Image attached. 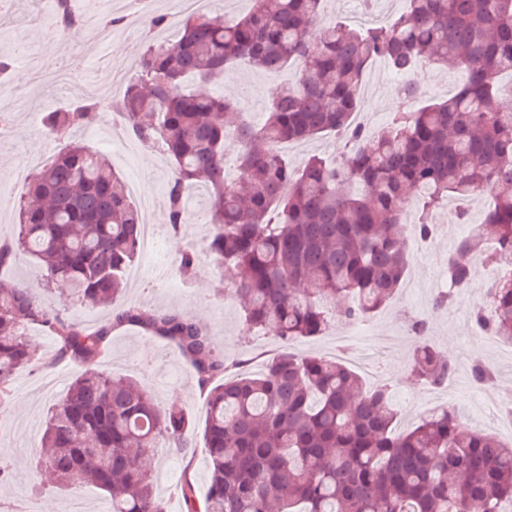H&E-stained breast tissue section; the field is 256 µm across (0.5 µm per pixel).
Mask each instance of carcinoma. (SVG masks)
<instances>
[{
    "label": "carcinoma",
    "instance_id": "cac0c4a2",
    "mask_svg": "<svg viewBox=\"0 0 512 512\" xmlns=\"http://www.w3.org/2000/svg\"><path fill=\"white\" fill-rule=\"evenodd\" d=\"M324 0H251L228 22L187 16L173 40L150 39L124 94L106 103L139 142L158 144L173 165L167 191L169 231L196 213L210 226L205 251L218 268L214 292L243 302L248 327L269 328L282 350L257 374L227 376L224 353L194 315L175 309L117 308L112 322L88 333L50 297L24 282L0 288V408L15 373L38 362L32 325L55 337L57 357L83 371L53 404L41 437V462L69 490L92 485L112 512H166L147 462L167 441L187 452L192 427L183 408L163 406L136 381L104 374L95 363L115 328L138 326L175 343L197 383L211 387L203 429L210 486L203 512H508L512 443L467 427L439 408L396 431L390 386H369L344 362L299 354L294 345L386 304L409 267L402 209L418 202L414 235L429 236L432 212L493 187L495 205L448 257L453 300L473 278L472 259L512 265V112L501 110L496 78L512 73V0H406L387 24L364 30L323 17ZM69 0H57L49 36L82 25ZM386 61L409 75L421 63L461 68L466 83L448 98L416 103L422 88L398 87L408 107L390 124L353 122L369 64ZM244 63L266 72L293 67L263 124L239 100L203 96L189 82L210 83ZM96 97L44 113L46 129L65 135L104 108ZM342 133L338 162L312 155L295 166L285 144ZM237 144L238 179L226 180L228 140ZM197 189L207 203L188 204ZM17 233L0 237V268L30 254L45 290L70 285L79 304H110L135 262L143 217L123 178L101 152L74 143L32 174L18 201ZM198 254L177 267L192 281ZM478 326L512 344V274L490 305L474 309ZM409 371L441 387L454 367L422 341ZM472 377L496 372L480 359ZM216 379L223 383L212 386Z\"/></svg>",
    "mask_w": 512,
    "mask_h": 512
}]
</instances>
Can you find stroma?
Instances as JSON below:
<instances>
[{"label":"stroma","instance_id":"obj_1","mask_svg":"<svg viewBox=\"0 0 512 512\" xmlns=\"http://www.w3.org/2000/svg\"><path fill=\"white\" fill-rule=\"evenodd\" d=\"M404 6V0H376L373 11L369 12L363 0H325L323 11L326 19L357 27L383 24ZM43 11L38 0H12L9 10L12 30L28 46L26 61L15 63L9 80L30 110L42 113L47 108L70 103V96L58 91L46 75L51 62L60 56L82 59L90 70L105 64L128 75L134 73L147 37L136 32L128 21L129 0H112L110 13L120 23L113 28L111 41L102 46L95 44L85 26L81 27L79 36L68 33L58 41H48L44 36L47 23L39 18ZM34 67L44 70L42 79H31L29 71ZM290 77L287 71L264 74L251 70L250 66L238 65L225 72L223 80L207 85L206 90L215 95L240 96L251 120L260 124L265 120L270 97ZM394 79L392 70L381 60L373 62L366 71L364 82L371 85L372 91L363 94L361 110L370 117L372 129L387 126L391 114L405 106L394 91ZM413 79L430 100L436 101L455 93L463 82V74L456 69L428 65L415 71ZM110 120L109 114L99 113L94 120L76 129L74 136L105 153L123 178H135L140 196L158 198L153 219L157 224H166L164 201L172 177L170 160L142 147L131 136L121 143L112 142L107 134ZM67 145V140L50 134L43 124L29 123L22 116L17 118L11 138L0 145V178L13 181V199L6 202L4 212L0 213V233L16 229L15 201L26 190L25 182L18 179L25 169L26 152L37 149L51 157ZM455 209L452 201L437 208L428 243L422 252L410 253V268L402 287L385 306L368 317L366 331L342 339L345 325L338 320L323 335L297 346L302 353L329 358L343 354L351 361L367 358L378 362V370L365 372L364 378L371 384H391L398 411L397 424L404 429L415 426L424 418L427 408L439 403H451L465 424L485 429L491 428L493 418L501 417L503 409L512 406V361H494L486 343L487 334L479 329L473 317L474 307L483 301L481 288L477 283H470L456 294L448 309L438 312L433 307L440 290L441 271L465 235L463 224L455 218ZM215 277L209 257L203 256L192 283L175 286L163 276L152 280L130 279L118 304L189 312L206 326L230 366L242 364L251 371L261 370L282 347L271 332L248 328L235 300L214 294ZM418 319L424 320L429 339L455 368L451 377L453 391L418 384L409 374L407 359L420 341L411 326ZM27 334L37 347L39 362L17 374L10 401L0 411V454L14 463L10 482L0 484V500L23 495L36 500L39 512H67L70 494L36 489L42 479L35 467V450L40 438L30 433L28 424L44 422L48 408L56 401L55 396L41 392L43 377L54 375L65 388L77 375L78 368L57 358L54 337L36 327L29 328ZM476 359L494 361L497 376L492 391L479 390L475 385L471 365ZM97 367L114 376L134 379L163 404H174L190 413L194 422V453L185 455L175 444H167L158 449L152 474L167 512H184L180 492L184 478H191L197 499H204L209 487V460L203 441L209 391L197 384L175 347L141 328L125 326L113 330Z\"/></svg>","mask_w":512,"mask_h":512}]
</instances>
